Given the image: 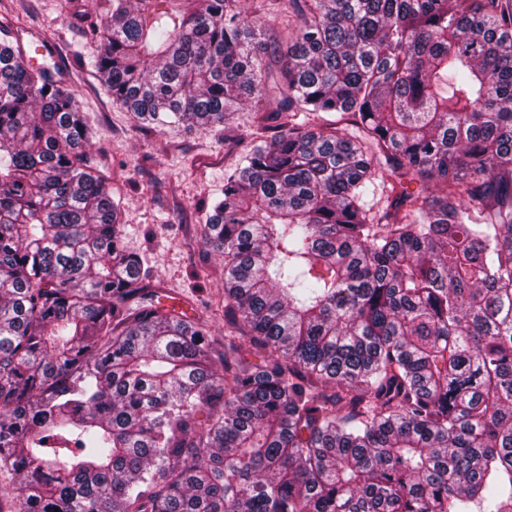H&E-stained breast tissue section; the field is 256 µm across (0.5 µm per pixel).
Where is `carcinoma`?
Instances as JSON below:
<instances>
[{"label": "carcinoma", "mask_w": 512, "mask_h": 512, "mask_svg": "<svg viewBox=\"0 0 512 512\" xmlns=\"http://www.w3.org/2000/svg\"><path fill=\"white\" fill-rule=\"evenodd\" d=\"M290 8L279 101L202 229L222 351L124 248L74 91L0 41L18 512H512V0ZM105 15L96 71L142 124L206 130L268 93L260 9Z\"/></svg>", "instance_id": "carcinoma-1"}]
</instances>
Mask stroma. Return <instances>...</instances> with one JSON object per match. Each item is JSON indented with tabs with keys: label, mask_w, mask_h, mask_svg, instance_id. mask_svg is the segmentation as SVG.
Instances as JSON below:
<instances>
[{
	"label": "stroma",
	"mask_w": 512,
	"mask_h": 512,
	"mask_svg": "<svg viewBox=\"0 0 512 512\" xmlns=\"http://www.w3.org/2000/svg\"><path fill=\"white\" fill-rule=\"evenodd\" d=\"M102 0H0V37L14 36L24 57L56 68L77 92L94 134L85 151L104 175L122 213V236L156 276L168 303L207 320L224 338V259L202 241L224 174L248 153L265 103H249L228 127L188 130L147 126L113 105L94 67L100 38L90 22L104 23ZM45 47L36 55V47ZM233 139H225V129Z\"/></svg>",
	"instance_id": "35a3bbf8"
}]
</instances>
